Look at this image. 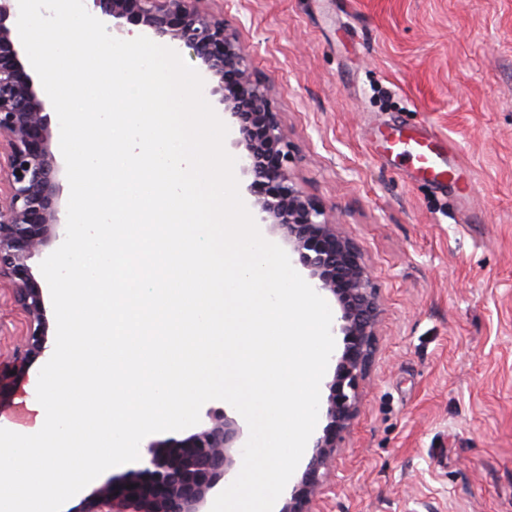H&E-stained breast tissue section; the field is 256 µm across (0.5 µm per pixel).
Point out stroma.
Instances as JSON below:
<instances>
[{"label": "stroma", "instance_id": "1", "mask_svg": "<svg viewBox=\"0 0 512 512\" xmlns=\"http://www.w3.org/2000/svg\"><path fill=\"white\" fill-rule=\"evenodd\" d=\"M379 304L315 512H512V0H214ZM431 126L465 201L381 162Z\"/></svg>", "mask_w": 512, "mask_h": 512}]
</instances>
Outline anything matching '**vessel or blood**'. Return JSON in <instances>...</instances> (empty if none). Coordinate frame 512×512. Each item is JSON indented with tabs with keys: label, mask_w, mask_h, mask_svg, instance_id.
Here are the masks:
<instances>
[{
	"label": "vessel or blood",
	"mask_w": 512,
	"mask_h": 512,
	"mask_svg": "<svg viewBox=\"0 0 512 512\" xmlns=\"http://www.w3.org/2000/svg\"><path fill=\"white\" fill-rule=\"evenodd\" d=\"M380 141L384 153L406 162L419 179L438 188L457 182V172L448 161V144L434 131L394 127L382 133Z\"/></svg>",
	"instance_id": "obj_1"
}]
</instances>
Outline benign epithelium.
<instances>
[{
    "instance_id": "1",
    "label": "benign epithelium",
    "mask_w": 512,
    "mask_h": 512,
    "mask_svg": "<svg viewBox=\"0 0 512 512\" xmlns=\"http://www.w3.org/2000/svg\"><path fill=\"white\" fill-rule=\"evenodd\" d=\"M108 32L130 24L174 48L186 47L216 82L213 94L235 125L245 150L248 187L269 233L277 235L319 291L339 308L343 348L322 433L299 481L279 512H312L336 449L358 413L360 382L370 366L379 308L359 248L336 229L324 209L293 182L284 130L263 86L253 79L235 31L203 7L207 0H86ZM15 0H0V288L25 315L10 359L0 363V406L10 404L30 365L47 350L49 323L43 284L28 261L63 242L62 186L51 146L50 116L36 88L19 35L8 24ZM185 438L152 440L138 468L110 480L80 502L79 512H206L210 493L232 471L242 427L226 411Z\"/></svg>"
}]
</instances>
